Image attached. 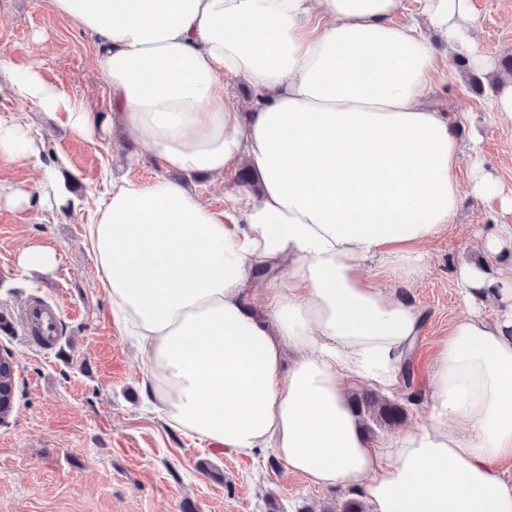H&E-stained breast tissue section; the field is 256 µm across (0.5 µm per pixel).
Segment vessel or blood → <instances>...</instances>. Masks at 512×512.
<instances>
[{
    "label": "vessel or blood",
    "instance_id": "b4317fda",
    "mask_svg": "<svg viewBox=\"0 0 512 512\" xmlns=\"http://www.w3.org/2000/svg\"><path fill=\"white\" fill-rule=\"evenodd\" d=\"M59 323V308L40 297L32 298L16 315L0 316V330H22L35 347L45 352L62 350Z\"/></svg>",
    "mask_w": 512,
    "mask_h": 512
}]
</instances>
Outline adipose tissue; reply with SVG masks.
<instances>
[{"instance_id":"ef3b65f1","label":"adipose tissue","mask_w":512,"mask_h":512,"mask_svg":"<svg viewBox=\"0 0 512 512\" xmlns=\"http://www.w3.org/2000/svg\"><path fill=\"white\" fill-rule=\"evenodd\" d=\"M449 42L467 0H417ZM96 38L122 138L186 173L248 163L259 195L221 211L159 177L113 183L86 243L116 323L139 340L147 399L174 428L237 454L271 451L373 512H512V318L474 314L437 343L426 422L372 445L349 386L395 387L423 315L399 294L458 224L464 158L426 98L441 53L394 18L405 0H51ZM250 83L243 110L226 82ZM91 139L100 117L0 56V82ZM0 121V158L35 159ZM268 281H260V274ZM263 282L267 306L249 289ZM466 299L512 293L463 263ZM296 360L282 371L285 351Z\"/></svg>"}]
</instances>
